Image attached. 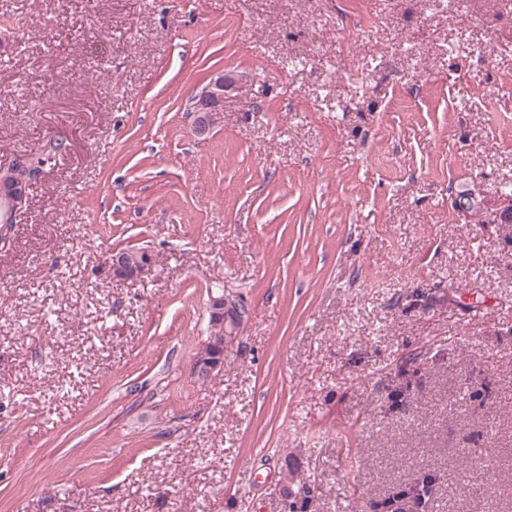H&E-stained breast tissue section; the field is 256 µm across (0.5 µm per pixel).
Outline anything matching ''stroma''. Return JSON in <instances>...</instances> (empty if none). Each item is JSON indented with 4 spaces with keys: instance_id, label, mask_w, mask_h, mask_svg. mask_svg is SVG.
<instances>
[{
    "instance_id": "35a3bbf8",
    "label": "stroma",
    "mask_w": 512,
    "mask_h": 512,
    "mask_svg": "<svg viewBox=\"0 0 512 512\" xmlns=\"http://www.w3.org/2000/svg\"><path fill=\"white\" fill-rule=\"evenodd\" d=\"M53 138L0 250V512H399L428 474L512 512V224L454 204L512 188V0H0V163ZM236 83L232 75H220L218 79H213L200 89H197L192 96V102L189 106V112H193L194 130L197 135L203 136L208 134L211 129L218 123L222 103L218 106L220 112H210V108L201 105V101L224 98V93L232 88ZM153 263V255L148 250L137 252L115 251L111 267L113 277L134 280L140 277Z\"/></svg>"
}]
</instances>
